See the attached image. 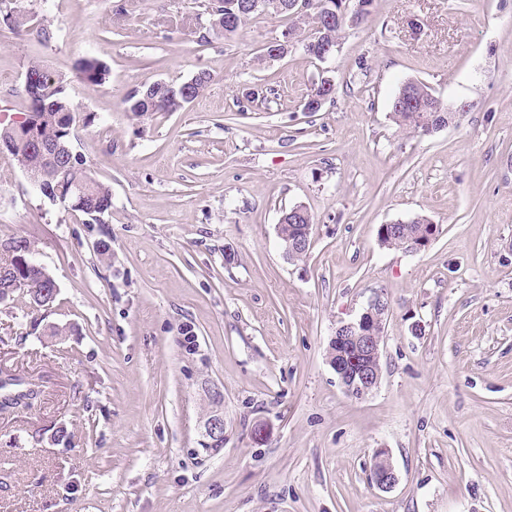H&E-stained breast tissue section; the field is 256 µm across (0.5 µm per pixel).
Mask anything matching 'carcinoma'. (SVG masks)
Segmentation results:
<instances>
[{
  "instance_id": "cac0c4a2",
  "label": "carcinoma",
  "mask_w": 512,
  "mask_h": 512,
  "mask_svg": "<svg viewBox=\"0 0 512 512\" xmlns=\"http://www.w3.org/2000/svg\"><path fill=\"white\" fill-rule=\"evenodd\" d=\"M310 19H312L308 34L298 40L303 52L312 59H319L322 46L318 42L321 31L315 29L320 23L329 31L333 40L340 38L351 16L345 12L347 0H309ZM217 5L230 8L238 16V25L232 29L224 30V34L232 35L242 28L253 17L259 15L257 11L245 8L244 0H208L206 8ZM8 14V26L19 31L31 21L25 7L11 2L0 0V15ZM110 76L106 64L93 56L81 58L76 65L77 81L86 86H101ZM211 75L205 70L196 73L192 82L184 85L185 93L190 100H195L209 86ZM24 85L32 90H24L28 105L27 110L36 114V123L32 126L20 128L15 137L18 142L16 149L9 156L16 161L23 170H28L36 162L35 152L32 148L36 144H51L61 140L68 148H73V141L79 139L81 131L95 122L96 115L86 111L66 95L63 80L54 72L46 68L37 58L29 60ZM409 85L417 88L418 97L414 103L407 106L399 105V97H394L391 104L392 117L402 128L420 135H429L436 131L437 124L451 121L455 113L448 110L431 89L421 82L411 81ZM147 87L140 86L129 92L123 99L124 111L134 117H143L157 112H180L182 108L172 103L166 91L157 87L152 94H146ZM112 209V197L108 187L95 179H90L85 196L78 207V212L89 218L100 212L108 213ZM432 222L424 217H417L400 225L397 233L379 238L381 245L401 249L406 252L413 251L418 240L428 232ZM32 255L30 245L22 240L17 245L16 252L0 256V270L13 278L27 281V295H40L42 292L52 293L55 289L50 280L43 278L40 269L27 262Z\"/></svg>"
}]
</instances>
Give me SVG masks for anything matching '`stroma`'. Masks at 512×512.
<instances>
[{
  "instance_id": "35a3bbf8",
  "label": "stroma",
  "mask_w": 512,
  "mask_h": 512,
  "mask_svg": "<svg viewBox=\"0 0 512 512\" xmlns=\"http://www.w3.org/2000/svg\"><path fill=\"white\" fill-rule=\"evenodd\" d=\"M28 9L54 37L0 26V110L25 112L30 58L62 75L96 116L74 152L112 210L89 222L0 155V242L31 241L58 288L0 306V379L37 392L0 411V512H512V0H372L324 62L266 57L295 17L226 36L203 0ZM86 55L104 85L76 80ZM201 70L184 111L125 112L146 80ZM324 76L335 97L304 111ZM409 80L455 121L399 128ZM298 204L314 222L292 262L277 224ZM419 216L428 248L380 244ZM378 295L381 380L356 398L329 343ZM216 391L224 445L207 448ZM371 479L382 491L392 489L398 482V476L386 449H379L374 454Z\"/></svg>"
}]
</instances>
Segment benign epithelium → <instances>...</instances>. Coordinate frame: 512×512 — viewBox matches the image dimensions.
Returning <instances> with one entry per match:
<instances>
[{
  "instance_id": "7a95c632",
  "label": "benign epithelium",
  "mask_w": 512,
  "mask_h": 512,
  "mask_svg": "<svg viewBox=\"0 0 512 512\" xmlns=\"http://www.w3.org/2000/svg\"><path fill=\"white\" fill-rule=\"evenodd\" d=\"M256 5L264 9H273L277 12L283 7L303 15L307 10L306 0H258ZM294 47V40L288 33L283 38L276 39L268 44V55L281 58L288 54ZM31 115H22L13 119V123L0 130V149L13 150V131L20 123L29 124ZM37 153L41 161L48 163L46 167H38L35 170H27L26 177L32 188L41 195L49 196L53 202L59 201L68 204L70 208L78 207V204L67 196H55L51 191L52 181L59 171L57 151L46 144L37 145ZM310 245V225L296 224L291 236L284 244V251L305 250ZM388 303L381 297H376L371 306L355 320L344 323L336 328L333 341L338 347V360L333 363L336 373L339 375L345 390L352 396H363L377 387L380 375L373 371L371 361L380 359V344L386 324ZM202 436L210 443H216L224 438V411L215 409L207 416L202 425ZM371 479L381 490L388 491L398 482V476L391 462L388 452L381 448L376 451L371 468Z\"/></svg>"
}]
</instances>
